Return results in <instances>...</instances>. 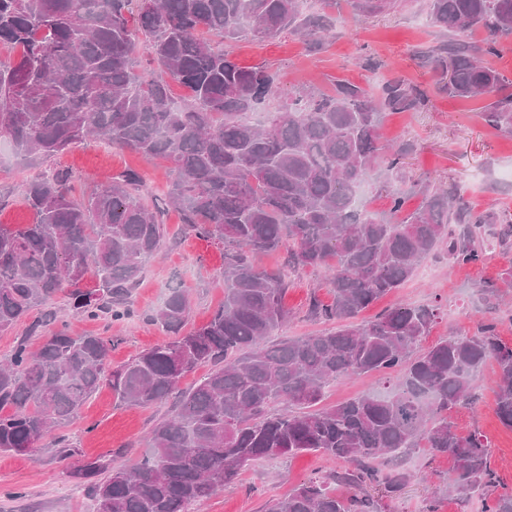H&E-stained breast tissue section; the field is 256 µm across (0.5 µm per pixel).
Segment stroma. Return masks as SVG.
<instances>
[{
	"mask_svg": "<svg viewBox=\"0 0 512 512\" xmlns=\"http://www.w3.org/2000/svg\"><path fill=\"white\" fill-rule=\"evenodd\" d=\"M453 38V33L430 23L424 0H406L403 7L361 21L350 19L344 0H338L336 35L321 51H311L289 32L273 39L246 35L225 42L224 50L241 65H265L276 71L284 96L309 86L328 89L334 77L373 92L396 76L420 85L428 94L426 107L418 112L388 113L382 127L386 141H409L414 145L404 160L405 180L415 186L406 211L420 206L425 191L455 186L472 210L511 218L512 137L492 134L486 127L481 118L484 100H462L438 92L435 76L414 56L415 50ZM369 59L376 62V69L366 68ZM129 170L143 178V203L163 207L161 219L167 228L158 254L146 260L141 280L130 297L134 317L119 323L105 317L88 320L75 316L65 291L59 292L52 303L73 335L90 333L111 338L112 363L116 366L169 340V332L151 322L149 316L173 289L189 296L188 328L211 319L224 302L222 249L210 241L184 235L180 213L164 208L170 176L162 160L89 139L44 160L36 169L17 158L0 165V224L13 225L33 220L23 194L36 172H69L77 189L83 190L105 184ZM479 244L484 252L482 262L453 266L443 255L428 258L402 288L367 310V317L399 305H439L445 315L423 338V346L452 332H474L489 317L497 321L501 339L512 344V281L504 282L502 277L512 265V246H501L487 233ZM487 283L501 285L504 293L502 302L492 311L480 295ZM314 297L325 303L331 300L324 272L307 268L289 273L284 297L290 312L287 336L299 338L326 330V323L308 315ZM496 377L497 365L488 361L476 383L477 404L456 408L451 419L461 432L476 430L488 439L491 466L498 476V489L503 492L512 490V431L502 426L494 410ZM171 411L168 404L126 405L110 385H103L84 403L75 421L54 428L32 453H0V512H91L95 501L73 478V471L85 460L95 458L111 460L116 469L134 467L148 448V433ZM453 466L452 458L421 455L411 467L416 478L401 496L398 512H421L434 496L439 499L440 512H481V500L474 498L463 506L456 497L444 493L443 482ZM335 469V461L315 453L261 459L236 484L217 491L199 512H264L269 499L285 496L309 478Z\"/></svg>",
	"mask_w": 512,
	"mask_h": 512,
	"instance_id": "1",
	"label": "stroma"
}]
</instances>
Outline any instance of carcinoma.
<instances>
[{"label": "carcinoma", "instance_id": "cac0c4a2", "mask_svg": "<svg viewBox=\"0 0 512 512\" xmlns=\"http://www.w3.org/2000/svg\"><path fill=\"white\" fill-rule=\"evenodd\" d=\"M426 2L432 24L456 36L429 51L437 90L488 100L483 121L512 136V93L482 65L512 37V0ZM349 3L356 20L396 0ZM335 26L330 13H305L303 0H0V47L16 50L0 61V139L32 166L88 137L162 159L172 175L166 200L181 211L185 233L224 247V304L212 319L182 333L190 303L173 292L150 320L175 339L127 364L112 367V340L73 336L52 313L57 327L37 350L18 342L0 366V452L30 453L108 381L131 406L161 403L176 390L180 399L151 430L137 466L114 469L99 458L72 474L88 483L97 512H197L251 462L305 452L343 467L269 500L265 512H385L384 499L400 498L414 479L397 455L416 450L453 457L446 493L463 502L478 490L482 512H512V492L489 494L498 482L491 445L448 420L475 400L493 359L495 412L512 430V345L496 323L422 350L440 317L436 306H398L358 321L431 253L444 248L451 263L475 264L483 256L475 237L499 223L507 239L512 221L469 210L457 188L432 192L404 213L409 191L399 183L413 144L387 145L381 128L384 111L427 104L420 86L397 76L374 96L337 79L328 92L303 88L278 100L274 72L239 65L211 40L288 30L318 50ZM476 30L486 33L478 45L468 41ZM141 50L161 75L136 71ZM172 81L190 90L180 103ZM378 171L390 201L384 213L356 206ZM139 186L135 171L86 198L64 172L26 183L33 221L0 225V332L89 274L99 287L74 291V314L131 316L127 298L165 235ZM287 245L293 266L326 273L332 300L313 299L309 313L335 328L268 345L290 318L288 277L257 268L254 258ZM204 366L202 379L180 389ZM368 373L381 377L385 395L321 405L331 386ZM276 401L290 409L272 411Z\"/></svg>", "mask_w": 512, "mask_h": 512}]
</instances>
